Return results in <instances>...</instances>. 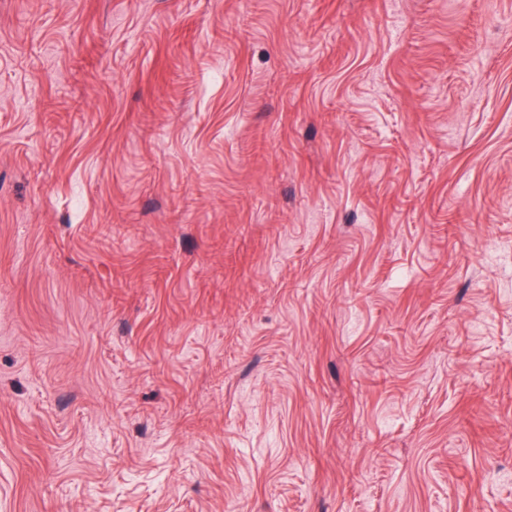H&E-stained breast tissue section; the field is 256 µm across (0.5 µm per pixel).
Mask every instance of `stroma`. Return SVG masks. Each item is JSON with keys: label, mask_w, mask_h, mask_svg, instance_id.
<instances>
[{"label": "stroma", "mask_w": 512, "mask_h": 512, "mask_svg": "<svg viewBox=\"0 0 512 512\" xmlns=\"http://www.w3.org/2000/svg\"><path fill=\"white\" fill-rule=\"evenodd\" d=\"M0 512H512V0H0Z\"/></svg>", "instance_id": "35a3bbf8"}]
</instances>
